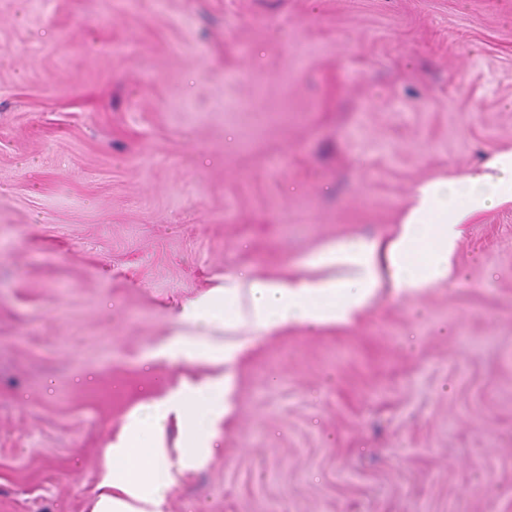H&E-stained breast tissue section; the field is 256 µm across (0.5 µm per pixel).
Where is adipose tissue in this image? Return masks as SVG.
Returning a JSON list of instances; mask_svg holds the SVG:
<instances>
[{
	"label": "adipose tissue",
	"mask_w": 512,
	"mask_h": 512,
	"mask_svg": "<svg viewBox=\"0 0 512 512\" xmlns=\"http://www.w3.org/2000/svg\"><path fill=\"white\" fill-rule=\"evenodd\" d=\"M504 201H512V152L497 158L488 177L471 178L452 187L440 181L419 186L399 233L388 242L324 250L318 263H348L354 272L347 280L279 283L255 279L248 284L250 300L246 303L236 289H212L184 306L180 314L182 321L195 326L197 339L171 341L158 355L183 363L221 365L230 361L232 352L205 340L213 327L227 320L267 331L292 322H347L380 288L385 266L402 291H417L446 277L448 246L461 235L463 224ZM225 408L226 385L220 378L186 380L148 398L108 448L112 466L100 484L93 512H161L175 485V469L196 466L210 455ZM171 421L182 442L174 461L160 444Z\"/></svg>",
	"instance_id": "adipose-tissue-1"
}]
</instances>
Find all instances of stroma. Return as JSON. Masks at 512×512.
I'll return each instance as SVG.
<instances>
[{"label":"stroma","mask_w":512,"mask_h":512,"mask_svg":"<svg viewBox=\"0 0 512 512\" xmlns=\"http://www.w3.org/2000/svg\"><path fill=\"white\" fill-rule=\"evenodd\" d=\"M511 150L512 0H0V512H90L128 413L223 373L162 512H512L511 203L349 322L152 357ZM155 357L166 358L172 362H207L224 365L233 358L224 345H214L204 340H174L164 345Z\"/></svg>","instance_id":"obj_1"}]
</instances>
